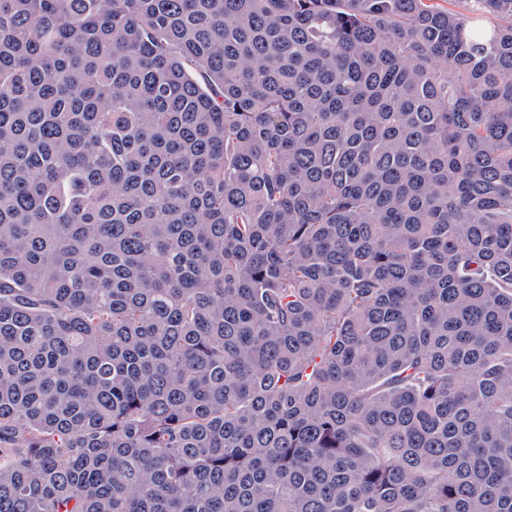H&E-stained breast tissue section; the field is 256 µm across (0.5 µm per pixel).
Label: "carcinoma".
Listing matches in <instances>:
<instances>
[{
  "instance_id": "carcinoma-1",
  "label": "carcinoma",
  "mask_w": 512,
  "mask_h": 512,
  "mask_svg": "<svg viewBox=\"0 0 512 512\" xmlns=\"http://www.w3.org/2000/svg\"><path fill=\"white\" fill-rule=\"evenodd\" d=\"M0 0V512H512V0Z\"/></svg>"
}]
</instances>
